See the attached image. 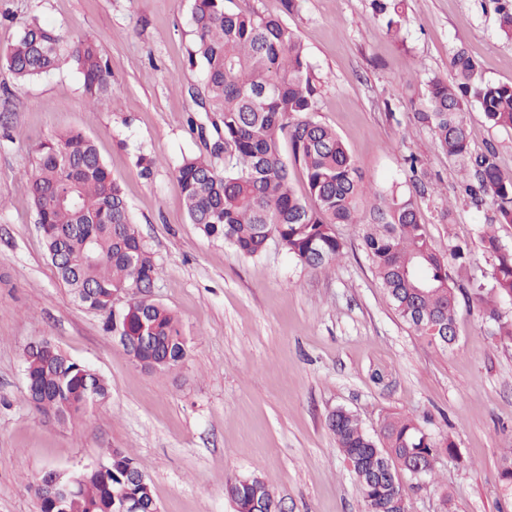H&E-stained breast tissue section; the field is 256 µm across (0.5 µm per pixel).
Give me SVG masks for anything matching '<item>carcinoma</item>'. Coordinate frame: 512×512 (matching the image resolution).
<instances>
[{
  "instance_id": "cac0c4a2",
  "label": "carcinoma",
  "mask_w": 512,
  "mask_h": 512,
  "mask_svg": "<svg viewBox=\"0 0 512 512\" xmlns=\"http://www.w3.org/2000/svg\"><path fill=\"white\" fill-rule=\"evenodd\" d=\"M500 29L512 38V0H498ZM388 32L399 33L405 0H373ZM194 56L201 62L213 110V150L224 151L220 172L202 156L183 159L174 170L190 223L208 237L222 240L238 253L256 257L277 238L289 255L314 269L325 268L344 254L338 224L358 226L366 257L396 314L429 343L446 348L443 329L453 328L459 298L480 308L489 335L512 348V317L501 305L512 303V248L503 245L495 225L483 226L481 240L491 264L490 289L472 294L450 274L468 261L467 251L453 246L438 253L412 196H384L365 182L336 131L315 119L321 81L293 30L275 12L229 11L224 0H193ZM71 61L82 76L85 97L103 104L112 86V70L96 44H69L56 29L31 21L17 40L0 52V63L22 83ZM453 81L428 83L417 121L430 128L439 149L465 173L473 204H491L502 224H512V174L504 173L493 152L473 155L465 114L475 106L494 126L512 129V84L475 79L477 64L466 52L452 60ZM291 160H286L283 145ZM300 168L307 194L299 197L289 166ZM27 188L40 224L48 258L58 278L81 306L106 313L110 332L119 331L131 360L148 372L180 367L188 349L176 317L153 299L159 267L133 223L119 183L91 138L68 131L41 144ZM75 194L79 206L62 205ZM371 197L369 214L360 206ZM133 293L112 319V292ZM24 372L30 404L59 422L86 417L109 396L106 379L87 365L39 339L25 349ZM336 447L359 487L364 512H412L410 500L386 467L421 464L424 485L436 479L442 456L458 457L455 443L437 439L414 419L388 415L375 438L353 412L337 408L328 416ZM133 459L112 451L104 468L83 471L79 487L62 505L37 498L38 512H112L115 494L142 502L151 512V484L131 480ZM504 492L512 494V448L499 469ZM225 495L236 512L253 505L279 512L280 501L258 478H230Z\"/></svg>"
}]
</instances>
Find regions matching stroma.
Listing matches in <instances>:
<instances>
[{
    "instance_id": "35a3bbf8",
    "label": "stroma",
    "mask_w": 512,
    "mask_h": 512,
    "mask_svg": "<svg viewBox=\"0 0 512 512\" xmlns=\"http://www.w3.org/2000/svg\"><path fill=\"white\" fill-rule=\"evenodd\" d=\"M193 0H0V48L37 18L68 42L93 40L112 67L106 104L92 107L74 66L26 84L0 65V512H37L28 475L107 463L129 452L160 512H233L231 477L258 476L283 512H362L358 486L327 425L337 407L370 433L391 413L451 438L437 481L411 493L413 512H512L498 470L512 445V349L497 347L475 304L460 303L457 340L440 349L391 308L359 230L338 225L345 255L314 269L269 240L246 257L206 237L187 216L173 176L183 158L211 155L214 122L205 75L192 58ZM230 10L281 12L323 78L316 119L343 140L380 193L412 189L409 157L431 189L416 204L439 253L467 244L452 278L475 288L490 266L480 238L491 206L461 189L459 166L414 112L431 79L452 80L465 50L477 77L512 84V40L491 0H406L399 38L371 0H224ZM471 146L494 148L512 174V129L466 114ZM88 135L123 191L160 268L154 295L178 319L185 364L143 371L116 345L105 317L85 309L57 278L35 223L24 173L41 143ZM155 158L150 178L136 166ZM450 209V222L441 212ZM46 337L105 377L110 395L86 420L65 424L29 404L23 350Z\"/></svg>"
}]
</instances>
